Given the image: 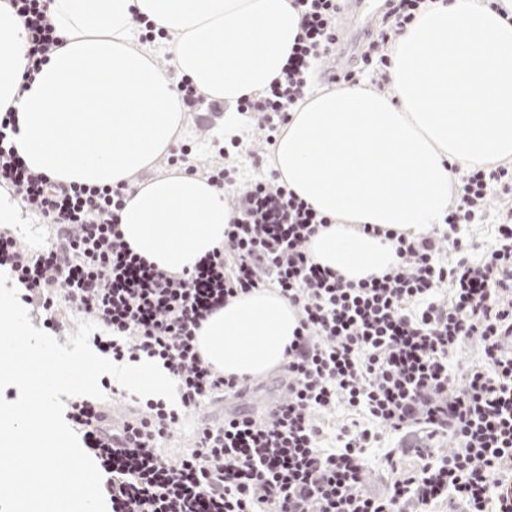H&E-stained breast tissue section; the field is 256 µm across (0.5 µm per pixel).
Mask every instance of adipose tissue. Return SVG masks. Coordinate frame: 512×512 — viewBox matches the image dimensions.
I'll list each match as a JSON object with an SVG mask.
<instances>
[{"instance_id":"1","label":"adipose tissue","mask_w":512,"mask_h":512,"mask_svg":"<svg viewBox=\"0 0 512 512\" xmlns=\"http://www.w3.org/2000/svg\"><path fill=\"white\" fill-rule=\"evenodd\" d=\"M134 12L161 39L137 44ZM50 20L57 45L24 82L26 33L0 0V113L13 115L17 153L56 182L130 184L118 213L127 245L159 269L193 268L224 242L223 191L179 169L135 176L187 124L178 79L223 102L224 129L238 135V101L282 78L301 9L293 0H53ZM390 56L393 96L360 84L313 90L272 150L288 189L330 220L309 243L312 259L353 281L397 264L385 230L442 222L451 164L512 162V0H429ZM299 320L277 290H255L203 321L197 349L224 375L256 377L284 364Z\"/></svg>"}]
</instances>
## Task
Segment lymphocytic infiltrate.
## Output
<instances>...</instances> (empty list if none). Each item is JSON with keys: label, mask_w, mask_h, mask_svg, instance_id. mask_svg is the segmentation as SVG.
Segmentation results:
<instances>
[{"label": "lymphocytic infiltrate", "mask_w": 512, "mask_h": 512, "mask_svg": "<svg viewBox=\"0 0 512 512\" xmlns=\"http://www.w3.org/2000/svg\"><path fill=\"white\" fill-rule=\"evenodd\" d=\"M50 0H10L27 33L24 75L32 81L56 45ZM426 0H387L388 9L362 62L386 69L382 48L403 33ZM301 31L280 80L237 104L275 142L292 105L307 90L311 59L335 43L338 0H294ZM0 117V185L39 215L52 232L31 252L0 232V270L59 330L56 300L105 324L94 346L112 360H161L178 384L179 408L146 401L144 414L115 426L97 401L72 400L65 417L106 475L110 512H427L446 498L464 512H512V208L495 226L489 260L440 259L442 243L462 249L461 225L484 212L493 193H512V166H452L461 185L444 218L445 234L396 237L398 263L383 275L350 281L313 262L307 244L327 217L280 182L277 174L238 185L223 167L206 176L234 198L235 217L222 247L193 269L169 273L133 253L118 228L126 186L51 181L29 170ZM266 286L301 313L282 368L287 395L259 413L230 414L202 425L192 451L168 459L160 444L185 410L219 394L242 395L250 377L224 376L199 354L196 332L233 297ZM450 298L438 300L441 288ZM478 342L481 360L457 382L448 356ZM365 411L371 427H346L336 452H324L319 413L337 404ZM422 459L415 471L393 470L383 491L365 488L368 448L382 433ZM449 437L446 455L430 441Z\"/></svg>", "instance_id": "obj_1"}]
</instances>
